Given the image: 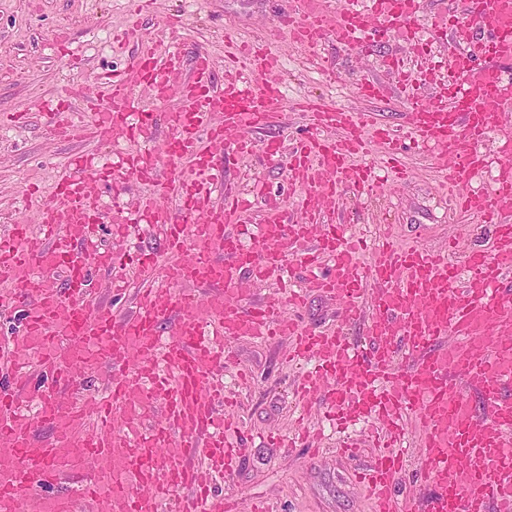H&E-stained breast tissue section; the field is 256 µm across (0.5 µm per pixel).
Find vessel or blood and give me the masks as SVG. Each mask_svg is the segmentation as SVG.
Returning a JSON list of instances; mask_svg holds the SVG:
<instances>
[{"instance_id":"1","label":"vessel or blood","mask_w":512,"mask_h":512,"mask_svg":"<svg viewBox=\"0 0 512 512\" xmlns=\"http://www.w3.org/2000/svg\"><path fill=\"white\" fill-rule=\"evenodd\" d=\"M293 3L278 25L306 48L331 40L361 51L423 32L447 45L437 92L424 99L406 87L401 102L439 178L459 188L462 208L497 220L492 244L469 254L462 272L446 256L388 243L361 265L332 218L343 189H374L370 167L351 165V156L393 154L385 129L373 142L362 138L374 113L299 104L313 134L285 153L266 136L283 118L274 52L245 51L236 72L219 79L209 52L188 62L178 46L132 33L127 67L82 98L92 123L75 124L69 101L41 106L49 135L129 152L113 169L90 155L72 158L35 221L15 222L0 240V284L21 314L0 341V512H163L181 490L179 512H259L210 495L209 471L231 472L242 455L224 443V394L214 377L225 340L277 333L294 336L295 354L315 364L308 403L328 401L342 423L374 424L383 447L368 475L374 512H406L391 447L410 416L425 431L419 453L434 487L427 512H489L512 501V74L502 69L512 63V0H447L425 27L418 0ZM139 87L166 111L141 109ZM494 125L501 135L493 161L482 141ZM223 143L286 160L290 183L305 189L300 218L290 220L284 199L260 186L257 206L231 193L218 202L201 195L183 169L223 182L231 155L217 153ZM492 161L493 190H470ZM116 169L153 191L137 210L99 214L90 199ZM101 223L117 236L142 224L164 243L163 255L139 257L142 286L119 320L89 293L92 273L110 276L120 259L95 240ZM326 260L328 273L308 286L342 298L346 321L365 322V344L340 329L298 330L280 302L254 296L255 280ZM402 357L414 366L400 368ZM102 372L107 397L71 395L76 378ZM36 374L47 382L38 394L30 388ZM456 378L477 385L478 401L454 388ZM40 427L47 436H37ZM66 480L70 490L46 496Z\"/></svg>"}]
</instances>
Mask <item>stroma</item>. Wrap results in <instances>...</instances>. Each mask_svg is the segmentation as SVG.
I'll return each instance as SVG.
<instances>
[{"label": "stroma", "mask_w": 512, "mask_h": 512, "mask_svg": "<svg viewBox=\"0 0 512 512\" xmlns=\"http://www.w3.org/2000/svg\"><path fill=\"white\" fill-rule=\"evenodd\" d=\"M289 7L290 0H154L150 12L138 15L130 0H0V235L14 219L35 215L70 157L96 149L93 141L49 136L34 110L38 101L79 85L92 86L98 73L123 66L131 49L114 41L117 31L138 21L165 43L166 19L178 15L187 46L206 47L220 62L226 39L262 43L264 29L276 25ZM60 29L70 34L63 46L52 39ZM273 50L281 60L282 110L289 140L310 132L295 110L296 103L318 96L350 112L379 113L399 140L407 183L387 180L377 195H350L344 201L346 219L365 244L361 261L369 260V248L380 234L435 251L447 249L452 238L458 239L461 254L484 248L494 223L478 215L449 214L447 191L439 183L431 156L408 138L398 109L364 98L357 88L363 74L395 85L386 57L404 53L403 42L379 40L360 54L319 43L312 52L336 68L331 84L310 72L308 54L295 48L289 34H282ZM13 112H28L32 118L15 124L9 119ZM229 178L244 190L260 180L270 190L284 192L289 214H296L301 203L302 194L290 185L284 164H267L256 155L245 157L232 165ZM227 348L217 378L237 403L248 452L240 470L216 479V495L246 503L261 500L268 512H371L370 494L357 483L355 472L374 450L366 445L357 456H349L342 449L343 435L319 412H304L295 391L307 366L289 361L288 339L261 342L244 337L228 342ZM423 436L420 420L410 418L405 443L409 457L400 490L412 512H418L427 497L416 454Z\"/></svg>", "instance_id": "obj_1"}]
</instances>
